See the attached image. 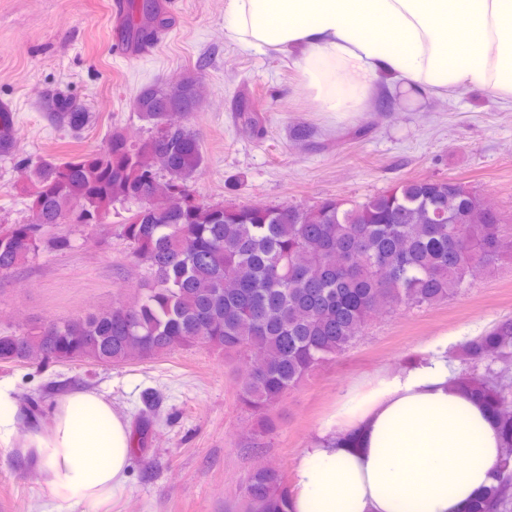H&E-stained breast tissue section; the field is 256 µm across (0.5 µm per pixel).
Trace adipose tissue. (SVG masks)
<instances>
[{"label": "adipose tissue", "instance_id": "ef3b65f1", "mask_svg": "<svg viewBox=\"0 0 512 512\" xmlns=\"http://www.w3.org/2000/svg\"><path fill=\"white\" fill-rule=\"evenodd\" d=\"M224 34L284 53L319 111L340 117L382 86L413 102L475 88L512 108V0H226ZM455 372L440 346L347 389L295 460L287 512H463L503 442ZM19 444L57 512L128 481L129 423L104 393L65 395Z\"/></svg>", "mask_w": 512, "mask_h": 512}]
</instances>
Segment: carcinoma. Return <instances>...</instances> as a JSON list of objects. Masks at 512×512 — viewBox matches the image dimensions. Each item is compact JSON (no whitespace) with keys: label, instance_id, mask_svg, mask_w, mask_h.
<instances>
[{"label":"carcinoma","instance_id":"obj_1","mask_svg":"<svg viewBox=\"0 0 512 512\" xmlns=\"http://www.w3.org/2000/svg\"><path fill=\"white\" fill-rule=\"evenodd\" d=\"M150 36L128 23L127 42ZM199 103L196 72L146 86L133 103L149 132L141 144L114 133L104 148L68 161L19 156L14 114L0 111V157L27 169L20 191L31 213L0 230V273L44 248L70 249L61 225L92 226L119 204V235L152 277L107 311L0 333L1 361L114 364L198 345L229 358L254 355L258 367L239 400L269 430L268 407L346 353L373 313L442 304L469 286L471 263L489 274L512 253L499 214L451 179L404 181L363 202L311 207L190 202L203 151L187 124L172 127L168 117ZM46 108L54 125L73 132L93 121L62 90ZM463 356L454 386L486 405L512 443V319L467 341ZM286 488L277 470L251 472L249 512H286ZM466 512H512V449L496 467V484Z\"/></svg>","mask_w":512,"mask_h":512}]
</instances>
